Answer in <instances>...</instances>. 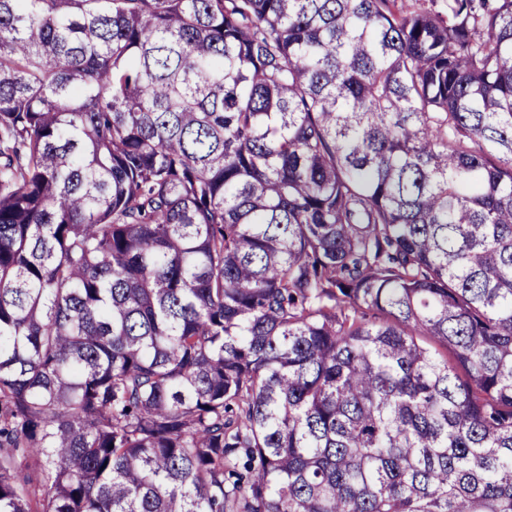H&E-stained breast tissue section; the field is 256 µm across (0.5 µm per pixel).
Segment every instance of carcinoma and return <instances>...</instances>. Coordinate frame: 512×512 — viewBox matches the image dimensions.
Returning a JSON list of instances; mask_svg holds the SVG:
<instances>
[{"label":"carcinoma","instance_id":"carcinoma-1","mask_svg":"<svg viewBox=\"0 0 512 512\" xmlns=\"http://www.w3.org/2000/svg\"><path fill=\"white\" fill-rule=\"evenodd\" d=\"M418 2L0 0V512H512V0Z\"/></svg>","mask_w":512,"mask_h":512}]
</instances>
